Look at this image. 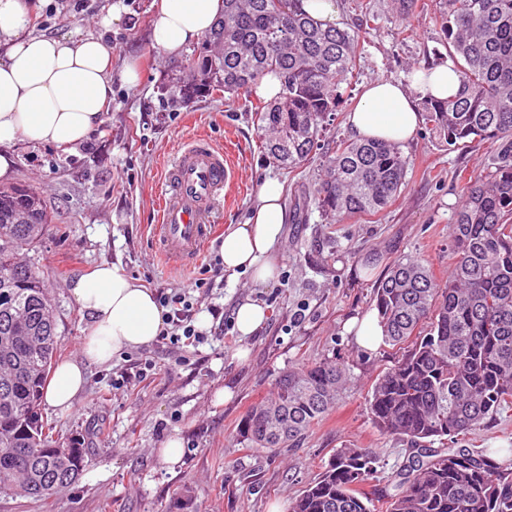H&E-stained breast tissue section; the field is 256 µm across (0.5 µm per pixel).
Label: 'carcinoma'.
Wrapping results in <instances>:
<instances>
[{"instance_id": "cac0c4a2", "label": "carcinoma", "mask_w": 512, "mask_h": 512, "mask_svg": "<svg viewBox=\"0 0 512 512\" xmlns=\"http://www.w3.org/2000/svg\"><path fill=\"white\" fill-rule=\"evenodd\" d=\"M434 25L448 44L457 95L423 102L426 124L448 149L497 144L491 169L461 190L450 230L452 272L439 284L406 256L388 262L374 288L383 340L398 350L367 394L370 420L410 444L391 476L392 492L373 499L368 448L336 449L291 502L289 512H512V463L488 449L434 447L473 434L512 403V0H436ZM358 32L324 28L297 0H224L194 66L161 90L190 103L216 93L249 92L279 76L280 99L257 103L265 156L300 166L324 141L356 69ZM399 146L341 142L314 189L327 224L385 210L404 186ZM52 223L44 198L0 188V493L48 500L89 465L73 438L53 436L39 417L53 360L62 345L55 310L35 268L18 261ZM349 372L324 359L291 368L271 397L241 418L237 436L252 448H279L321 422L346 390Z\"/></svg>"}]
</instances>
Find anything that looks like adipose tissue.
<instances>
[{"instance_id": "adipose-tissue-1", "label": "adipose tissue", "mask_w": 512, "mask_h": 512, "mask_svg": "<svg viewBox=\"0 0 512 512\" xmlns=\"http://www.w3.org/2000/svg\"><path fill=\"white\" fill-rule=\"evenodd\" d=\"M224 9L223 0H158L151 42L166 55L181 56L204 37ZM26 0H0V180L12 174L17 143L72 148L90 141L112 102V44L105 32L123 20L111 5L99 20V33L77 39L33 35ZM458 81L452 62L419 71L409 83L370 81L348 124L361 139L406 144L422 121L415 94L453 96ZM286 219L282 186L264 179L250 219L233 224L220 244L229 274L251 272L258 283L276 274L274 247ZM70 294L90 320L80 359L59 363L45 399L71 411L86 383L87 367L105 365L126 350L151 344L164 328L163 309L154 293L122 268L104 263L75 277Z\"/></svg>"}]
</instances>
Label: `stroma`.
<instances>
[{
  "instance_id": "obj_1",
  "label": "stroma",
  "mask_w": 512,
  "mask_h": 512,
  "mask_svg": "<svg viewBox=\"0 0 512 512\" xmlns=\"http://www.w3.org/2000/svg\"><path fill=\"white\" fill-rule=\"evenodd\" d=\"M336 0L339 26L357 30V69L346 85L345 103L331 133L349 140L346 116L363 87L376 78L407 80L411 72L448 59V47L433 24L435 0H418L414 16L402 23L390 0ZM153 0H30L31 29L72 39L95 31L110 4L124 11L111 33L112 105L93 134L91 146L64 152L54 147L13 149L11 184L40 191L52 213L43 240L22 254L34 261L54 304L62 336L61 360L78 357L89 325L69 292L75 276L101 262L120 266L153 291L207 279L195 311L222 305L233 316L240 303L264 306V325L252 336L237 330L212 336L189 349L176 363L161 341L115 356L105 366L87 369L88 382L73 409L59 413L41 404L44 422L61 439L80 438L91 460L79 480L46 502L0 494V512H169L177 493L190 489L198 512H288V506L323 470L337 448L355 444L372 449L377 476L372 496L390 490L389 477L406 461L408 444L379 432L371 423L367 393L377 374L391 365L388 344L359 347L343 329L351 317L373 307L375 281L364 276L362 257L393 253L424 259L439 282H446L449 225L462 185L482 173L495 151L492 142L446 149L436 134L422 128L403 145L406 182L386 210L325 223L313 208L314 185L324 154H313L295 171L281 169L261 147L254 122L253 96L239 93L201 98L169 108L157 90L161 76L193 62L191 52L173 59L150 40ZM136 61L141 83L129 89L120 78ZM205 137L217 146L233 145L240 188L216 216L220 227L244 223L255 191L267 177L283 186L286 221L276 246L277 273L254 284L249 274L213 277L219 254L214 236L188 266L164 262L153 226L168 156L177 144ZM336 252L330 266L322 254ZM152 358L156 368L128 387H112L113 372ZM323 358L344 363L353 385L335 411L291 448H248L238 440L245 412L266 397L285 370ZM183 441L180 465L163 462L160 450L170 436ZM469 448H512V406L460 440Z\"/></svg>"
}]
</instances>
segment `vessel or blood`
Here are the masks:
<instances>
[{
	"mask_svg": "<svg viewBox=\"0 0 512 512\" xmlns=\"http://www.w3.org/2000/svg\"><path fill=\"white\" fill-rule=\"evenodd\" d=\"M236 186L229 151L204 138L177 147L166 167L155 226L164 259L188 264L200 256L225 193Z\"/></svg>",
	"mask_w": 512,
	"mask_h": 512,
	"instance_id": "1",
	"label": "vessel or blood"
}]
</instances>
